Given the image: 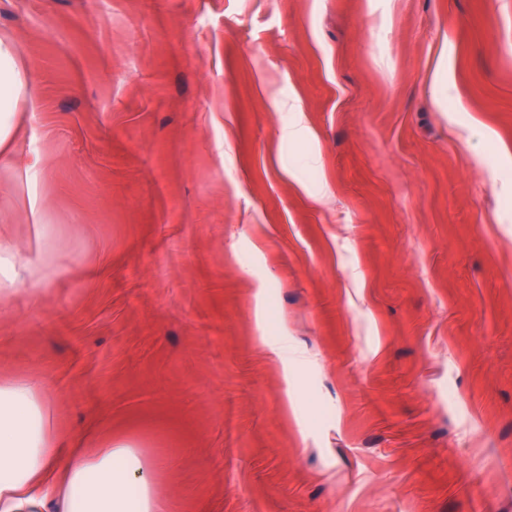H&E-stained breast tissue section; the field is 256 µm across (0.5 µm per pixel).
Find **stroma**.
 <instances>
[{"label":"stroma","instance_id":"35a3bbf8","mask_svg":"<svg viewBox=\"0 0 512 512\" xmlns=\"http://www.w3.org/2000/svg\"><path fill=\"white\" fill-rule=\"evenodd\" d=\"M0 39L1 378L167 512H512V0H0ZM28 76L16 63V48L0 40V150L6 152L15 116L25 103ZM0 307H7L12 299L14 288L29 280V269L20 259L17 248L10 242L0 240ZM11 287V288H5Z\"/></svg>","mask_w":512,"mask_h":512}]
</instances>
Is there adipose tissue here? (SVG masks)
<instances>
[{
    "mask_svg": "<svg viewBox=\"0 0 512 512\" xmlns=\"http://www.w3.org/2000/svg\"><path fill=\"white\" fill-rule=\"evenodd\" d=\"M28 76L16 48L0 40V150H7ZM30 273L17 248L0 241V307ZM163 497L131 445L111 436L71 445L39 377L0 379V512H163Z\"/></svg>",
    "mask_w": 512,
    "mask_h": 512,
    "instance_id": "1",
    "label": "adipose tissue"
}]
</instances>
